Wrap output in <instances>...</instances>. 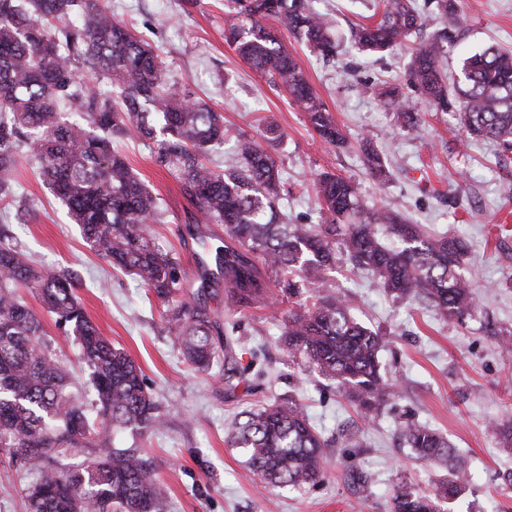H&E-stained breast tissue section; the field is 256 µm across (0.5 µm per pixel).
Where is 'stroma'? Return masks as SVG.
I'll use <instances>...</instances> for the list:
<instances>
[{"mask_svg":"<svg viewBox=\"0 0 512 512\" xmlns=\"http://www.w3.org/2000/svg\"><path fill=\"white\" fill-rule=\"evenodd\" d=\"M311 5L334 20L335 59L323 60L287 31L279 38L346 131L349 142L341 149L322 144L288 94L271 86L225 41L226 0L108 2L115 21L156 45L193 97L223 113L232 136L261 137L269 120L285 131L274 155L284 171L281 208L289 223H318L312 181L328 171L355 180L369 206L465 238L462 272L475 281L479 312L463 325L443 321L423 303L394 300L372 277L345 263H337L330 275L331 288L351 300L355 318L388 340L380 359L401 395L373 424L362 425L334 384L291 361L281 324L267 310L247 312L233 334L242 365L268 371L263 384L231 397L222 365L206 374L192 371L162 319L164 305L87 247L64 205L39 180L30 150L21 154L16 180L32 211L21 222L13 207L0 203V232L31 261L69 270L101 334L141 367L163 424L136 440L118 435L115 444L139 448L153 462L167 489L169 512H387L395 483L406 480L429 491L445 475L444 468L418 462L410 449L399 447L397 433L411 417L446 436L471 475L463 493L443 502V512H512V450L500 447L488 429L491 419H512V363L501 353L512 334V153L501 154L486 140L460 149L464 133L455 114L422 103L418 127L397 128L379 92L403 75L408 49L368 55L348 36L351 27L380 20L377 0H312ZM454 19L462 39L449 55L448 71H458L463 55L493 43L512 51V0H457ZM366 132L385 156L391 172L386 184L373 179L364 164L360 140ZM232 136L208 155L209 164L222 165ZM117 147L161 197L163 215L152 235L180 273H187L201 243L223 239V226L200 224L178 182L157 165L153 143L121 141ZM195 223L203 241H185L187 226ZM26 301L42 319L57 355L82 383L85 402H92L89 369L80 362L73 338L56 329L37 297ZM288 396L305 407L324 434L337 437L325 450L328 478L301 492L265 488L245 466L242 449L226 442L236 413ZM345 426L358 429L357 443L338 438ZM349 469L366 475L367 483L360 487L344 480Z\"/></svg>","mask_w":512,"mask_h":512,"instance_id":"obj_1","label":"stroma"}]
</instances>
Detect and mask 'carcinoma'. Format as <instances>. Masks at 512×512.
<instances>
[{
  "instance_id": "cac0c4a2",
  "label": "carcinoma",
  "mask_w": 512,
  "mask_h": 512,
  "mask_svg": "<svg viewBox=\"0 0 512 512\" xmlns=\"http://www.w3.org/2000/svg\"><path fill=\"white\" fill-rule=\"evenodd\" d=\"M231 3L224 36L237 55L288 91L324 143L345 146V133L267 24L278 21L329 58L337 48L332 20L309 0ZM435 4L440 27L410 47L403 83L387 86L381 99L401 128L413 127L418 98L441 111L456 109L466 137L512 152V53L494 46L474 53L448 83L440 62L457 44L448 29L455 4ZM422 26L414 0H383L380 21L357 26L351 40L363 52L382 54L406 45ZM82 67L88 71L83 78ZM102 77L117 96L98 89ZM229 135L224 115L171 78L149 41L114 23L107 0H0V203L15 205L21 219L31 211L17 194L15 173L23 147L32 148L40 177L89 249L169 305L165 321L181 357L204 372L222 363L230 392L243 375L227 338L230 317L296 301L298 309L281 318L288 354L333 381L368 423L399 390L381 372L384 335L358 322L350 300L329 287L336 255L395 298L427 301L444 320L463 324L477 307L473 281L461 273L467 242L430 233L392 210L367 207L354 182L330 172L312 183L319 223L288 224L278 208L281 167L270 153L284 132L269 121L260 142L237 134L235 153L224 160V170L214 171L202 156ZM123 138L155 142L156 162L178 180L200 216L224 225L215 263L224 275L228 319L220 320L203 300L207 263L197 292L183 293L178 268L144 229L161 221L160 197L112 149V141ZM363 146L373 175L386 180L389 170L372 139L364 137ZM380 226L400 246H388ZM21 287L41 297L55 326L76 342L90 371L96 417L53 354ZM161 425L141 368L90 320L69 271L30 263L17 244L0 236V463L29 478L27 512H167V493L151 463L135 448L112 447L116 433L135 437ZM491 429L512 447L511 420H494ZM398 439L418 459L447 466L448 479L433 493L396 483L388 512H441L440 500L469 482L457 449L418 422L404 424ZM227 443L244 450L248 468L269 487L302 490L327 477L329 440L293 399L241 411Z\"/></svg>"
}]
</instances>
